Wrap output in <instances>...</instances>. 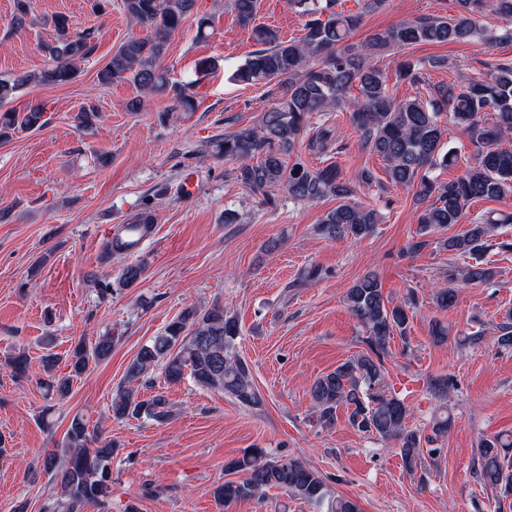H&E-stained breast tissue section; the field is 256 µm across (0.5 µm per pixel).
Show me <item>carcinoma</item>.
<instances>
[{
    "instance_id": "1",
    "label": "carcinoma",
    "mask_w": 512,
    "mask_h": 512,
    "mask_svg": "<svg viewBox=\"0 0 512 512\" xmlns=\"http://www.w3.org/2000/svg\"><path fill=\"white\" fill-rule=\"evenodd\" d=\"M196 0H122L128 18L151 30L142 39L122 43L98 73L99 82H129L143 92L168 93L182 112L194 109L193 96L171 82L161 66L167 46L184 20L193 14ZM456 14L449 17L422 16L370 35L360 46L348 39L359 26L361 16L335 11L336 0H288L290 8L307 17L304 34L285 41L278 32L257 23L259 0H231L238 23L251 31L259 46L232 73L243 85L268 86L278 94L273 106L250 125L236 128L204 143L226 159L238 161L234 176L238 183L262 201H273V192L284 190L292 199L313 203L333 197L338 205L316 226L321 236L331 239L362 240L374 232L377 214L353 202L352 183L339 168L329 164L315 168L299 155L297 145L316 114L342 108L363 144L386 165L388 182L414 191L420 208L417 234L409 244L415 254L428 245L424 237L461 223L467 207L476 200L500 199L512 192V149L497 143L512 133V60L483 63L484 70L462 82L437 87L433 98L396 99L389 91L387 73L375 58L395 47L420 43L464 42L486 34L479 17L485 9L512 22V0H455ZM56 37L42 45L49 65L33 75L0 79V140L15 133L45 125V107L30 105L21 110L11 106L16 95L29 83L61 85L75 79L81 65L93 53L94 31L73 32L64 16L54 19ZM448 67V59L429 56L401 63L397 78L416 84L422 73ZM358 95L347 99L350 90ZM449 113L478 148L474 163L447 182L432 176L437 167L453 165L455 151L445 149L441 115ZM494 113L488 121L486 113ZM332 144L331 132L319 129L308 140L309 150L324 152ZM512 222V215L500 219L473 220L461 233L441 240L442 248L455 256L479 257L492 248L512 250V238L495 237L498 225ZM145 267L130 263L122 267L118 284L131 287L141 281ZM496 271L477 261L457 271L448 270V281L488 284ZM346 302L352 315L366 329L369 351L340 363L318 377L310 395L314 415L323 426L333 424L337 411L347 410L348 421L357 431L393 440L406 470L417 471L424 454L433 455L437 438L448 433L451 417L438 416L432 434L424 436L406 425L409 408L386 378L384 354L394 335H405L409 309L414 298L392 305L383 294L378 276L368 272L347 290ZM240 326L236 317L215 303L208 308L190 306L181 311L163 332L144 344L126 370V382L112 399L111 416L116 420L141 418L164 422L171 416L165 395H140V385L154 369L165 384L176 385L190 378L201 387L220 390L242 405L258 409L263 398L255 386L249 364L236 351ZM114 337L106 334L87 344L78 341L67 354L70 370L49 383L60 398L69 394L73 380L83 375L90 363L112 354ZM430 449H424V446ZM112 442L91 432L82 417H73L59 449L48 452L42 466L56 482L58 497L52 510L79 512L86 503L108 497L112 488ZM230 474H243L213 488L215 501L224 506L261 498L269 489H281L294 500L310 504L328 503V512H360L358 503L338 496L327 499L323 478L297 458L273 457L263 448H248L229 460ZM477 477L481 483L507 499L512 496V436L495 434L480 440L477 448Z\"/></svg>"
}]
</instances>
